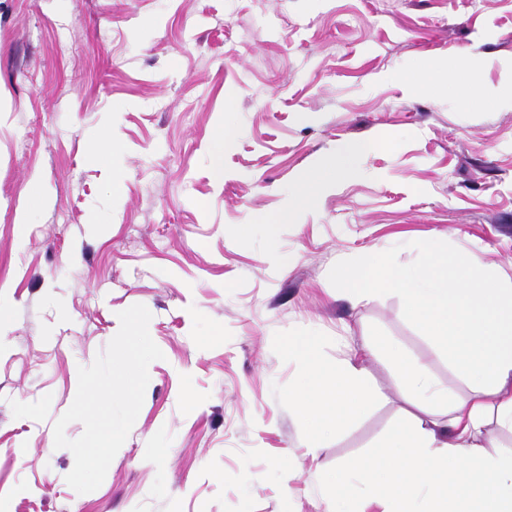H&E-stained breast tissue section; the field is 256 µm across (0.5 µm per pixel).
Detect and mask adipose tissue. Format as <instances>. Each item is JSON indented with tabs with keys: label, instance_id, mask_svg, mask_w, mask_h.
Here are the masks:
<instances>
[{
	"label": "adipose tissue",
	"instance_id": "obj_1",
	"mask_svg": "<svg viewBox=\"0 0 512 512\" xmlns=\"http://www.w3.org/2000/svg\"><path fill=\"white\" fill-rule=\"evenodd\" d=\"M361 150L358 143L339 145L318 168L321 187L354 179ZM336 284L359 301L378 292L397 296L408 319L446 349L466 390L448 388L391 343L364 341L353 360L330 368L315 336L289 339V352L308 368L292 403L313 453L325 451L330 434L379 401L363 363L387 358L412 396L413 414L371 460L337 465L329 490L343 492L358 478L367 480L386 512H512V450L497 439L512 434V276L473 269L466 248L451 256L435 248L414 272L383 265L373 253L357 266L337 261Z\"/></svg>",
	"mask_w": 512,
	"mask_h": 512
}]
</instances>
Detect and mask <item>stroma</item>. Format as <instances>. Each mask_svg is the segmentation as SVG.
<instances>
[{
	"instance_id": "35a3bbf8",
	"label": "stroma",
	"mask_w": 512,
	"mask_h": 512,
	"mask_svg": "<svg viewBox=\"0 0 512 512\" xmlns=\"http://www.w3.org/2000/svg\"><path fill=\"white\" fill-rule=\"evenodd\" d=\"M345 142L362 176L310 189ZM433 245L512 268V0H0V512H330L412 405L366 365L382 401L312 456L288 339L329 367L388 340L463 390L398 297L336 288Z\"/></svg>"
}]
</instances>
